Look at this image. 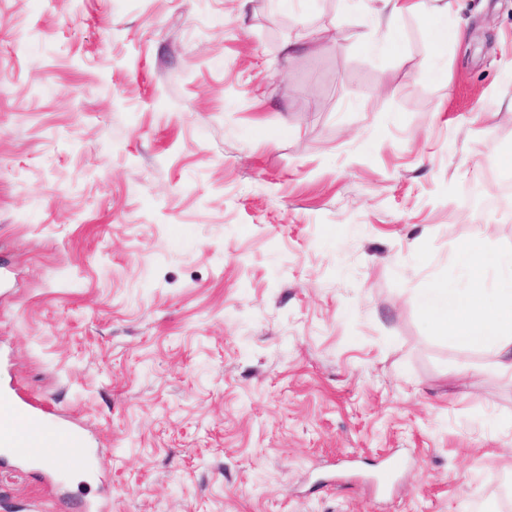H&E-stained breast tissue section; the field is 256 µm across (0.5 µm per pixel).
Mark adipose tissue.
Instances as JSON below:
<instances>
[{"instance_id": "obj_1", "label": "adipose tissue", "mask_w": 512, "mask_h": 512, "mask_svg": "<svg viewBox=\"0 0 512 512\" xmlns=\"http://www.w3.org/2000/svg\"><path fill=\"white\" fill-rule=\"evenodd\" d=\"M390 17L406 12L419 14L431 41L438 46L461 38V28L442 26L436 19L441 6L433 0H383ZM491 234L481 226L472 240L459 249L454 261L469 280L468 287L451 288L435 281L421 293L420 308L437 335L451 338L465 350L491 351L499 371L512 377V253H488L485 243ZM493 262L507 274L506 287L488 295L484 286L486 262Z\"/></svg>"}]
</instances>
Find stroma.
<instances>
[{
  "instance_id": "1",
  "label": "stroma",
  "mask_w": 512,
  "mask_h": 512,
  "mask_svg": "<svg viewBox=\"0 0 512 512\" xmlns=\"http://www.w3.org/2000/svg\"><path fill=\"white\" fill-rule=\"evenodd\" d=\"M452 2L0 0V375L85 438L0 512H512V380L419 306L512 251V0ZM381 1L384 3V9H389L388 24L386 26L387 40L397 41L398 30L393 26L392 20L404 12H415L423 18L426 23L427 33L436 46L445 45L448 40L459 39L463 35L460 27L440 26L435 22V19L440 16L442 11L446 10L450 13L451 3L449 1L451 0H448L444 7L436 4L438 0H432L430 4H426L424 1L415 2V0Z\"/></svg>"
}]
</instances>
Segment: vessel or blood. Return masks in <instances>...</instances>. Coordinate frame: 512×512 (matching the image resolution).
Returning <instances> with one entry per match:
<instances>
[{
    "instance_id": "1",
    "label": "vessel or blood",
    "mask_w": 512,
    "mask_h": 512,
    "mask_svg": "<svg viewBox=\"0 0 512 512\" xmlns=\"http://www.w3.org/2000/svg\"><path fill=\"white\" fill-rule=\"evenodd\" d=\"M52 407L16 385L0 390V447L11 451L12 458L29 467L59 456L76 458L84 440L70 426L49 425Z\"/></svg>"
}]
</instances>
